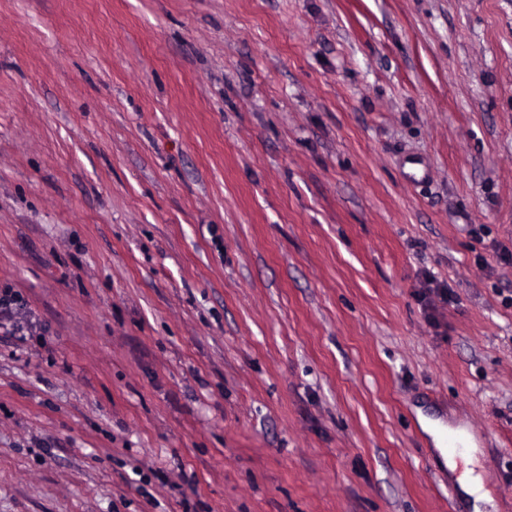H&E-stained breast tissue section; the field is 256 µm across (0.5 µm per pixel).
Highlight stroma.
Returning a JSON list of instances; mask_svg holds the SVG:
<instances>
[{
	"mask_svg": "<svg viewBox=\"0 0 512 512\" xmlns=\"http://www.w3.org/2000/svg\"><path fill=\"white\" fill-rule=\"evenodd\" d=\"M3 288L0 512H512V0H0ZM21 299L19 295L9 288H4L0 292V329H6L11 336H26L24 334V326L17 323H10L17 308L21 307ZM8 325L10 328H8ZM426 422V430L432 436L433 442L436 445L437 450L446 466L451 471H455L457 468V456L449 455L445 447V435L442 431L441 424L437 420H432L427 417H423ZM477 452L478 448L471 446L468 451L459 455L466 467L458 481L461 489L473 497V512H487L489 509H494L495 504L490 492L484 488L480 476L475 473Z\"/></svg>",
	"mask_w": 512,
	"mask_h": 512,
	"instance_id": "1",
	"label": "stroma"
}]
</instances>
